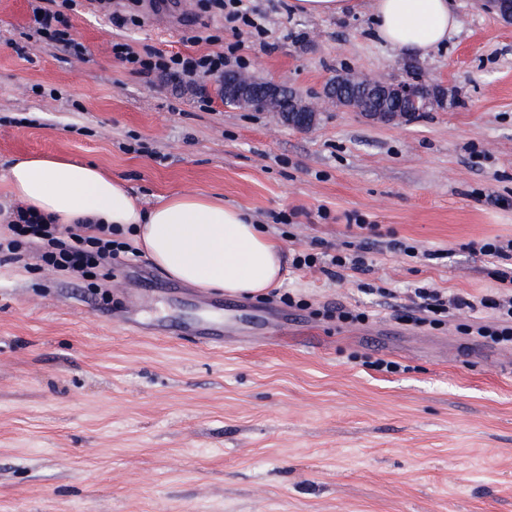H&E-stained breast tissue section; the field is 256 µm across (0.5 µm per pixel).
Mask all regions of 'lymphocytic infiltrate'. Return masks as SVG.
<instances>
[{"label": "lymphocytic infiltrate", "instance_id": "f902f5d3", "mask_svg": "<svg viewBox=\"0 0 512 512\" xmlns=\"http://www.w3.org/2000/svg\"><path fill=\"white\" fill-rule=\"evenodd\" d=\"M78 0H59L58 9L45 6L44 0H30V20L34 37L73 50L83 55L84 48L71 36L69 14L75 11ZM112 53L126 68L144 76L160 75L170 82L190 89L197 94L201 104L210 98L202 92L205 79L224 74L225 56L213 51L205 54H163L156 51L138 52L125 42L112 45ZM0 221L8 229L0 235V255H16L22 240H29L38 247V257L44 266L63 271L79 278L96 276L98 270H112L125 265L137 256L138 251L124 241L117 227L109 224H51L44 217L21 205L0 207ZM372 242H364L358 251L347 252L340 248H327L319 252L298 251L292 258L295 268H316L324 274L341 278L343 271H368L367 255ZM496 276L505 286L504 291L491 298L475 301L464 296L444 298L434 288L418 287L413 291L412 302L423 312L426 321L441 325L449 309L475 310L483 306L495 310L498 323L478 327L480 337L493 343L512 345V271L497 270Z\"/></svg>", "mask_w": 512, "mask_h": 512}]
</instances>
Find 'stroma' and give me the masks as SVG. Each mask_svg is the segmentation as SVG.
<instances>
[{"label":"stroma","instance_id":"35a3bbf8","mask_svg":"<svg viewBox=\"0 0 512 512\" xmlns=\"http://www.w3.org/2000/svg\"><path fill=\"white\" fill-rule=\"evenodd\" d=\"M81 2L79 60L30 38L27 0H0V174L37 154L90 162L145 207L182 191L241 207L288 256L376 245L370 271L339 281L286 267L245 303L287 311L288 338L223 348L147 329L227 327L221 292L159 295L143 331L127 326L131 289L168 280L149 259L96 292L40 267L31 245L0 260V512H512V349L460 334L453 318L431 330L394 317L418 286L471 298L500 288L472 247L512 239V23L485 0H455L456 32L419 57L373 37L370 0L340 17L253 0L256 30L195 0H114L144 16L120 29ZM192 29L205 42L186 43ZM116 41L165 53L239 45L248 75L316 103L317 123L202 106L125 69ZM347 69L415 73L455 104L375 123L323 99ZM393 239L417 256L389 249ZM286 294L298 306L284 307ZM336 305L372 317H323Z\"/></svg>","mask_w":512,"mask_h":512}]
</instances>
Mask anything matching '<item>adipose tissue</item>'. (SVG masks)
<instances>
[{
  "label": "adipose tissue",
  "instance_id": "obj_1",
  "mask_svg": "<svg viewBox=\"0 0 512 512\" xmlns=\"http://www.w3.org/2000/svg\"><path fill=\"white\" fill-rule=\"evenodd\" d=\"M377 36L420 57L458 26L453 0H373ZM14 198L56 224H115L170 278L232 297L267 293L280 281L281 248L242 209L202 192H176L140 208L132 190L99 167L58 157L15 161Z\"/></svg>",
  "mask_w": 512,
  "mask_h": 512
}]
</instances>
